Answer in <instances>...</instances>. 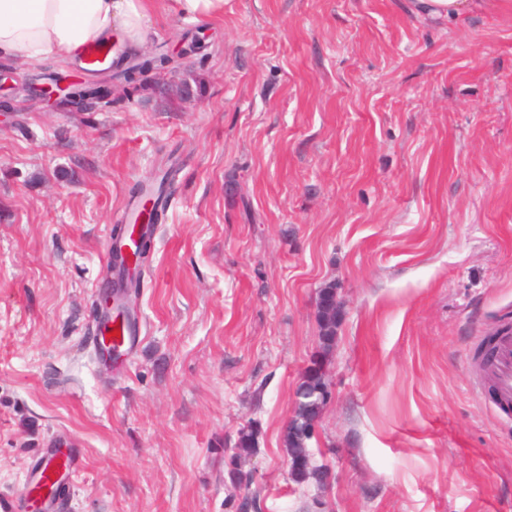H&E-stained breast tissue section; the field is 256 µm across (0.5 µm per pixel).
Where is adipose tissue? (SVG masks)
I'll return each mask as SVG.
<instances>
[{
  "label": "adipose tissue",
  "instance_id": "obj_1",
  "mask_svg": "<svg viewBox=\"0 0 512 512\" xmlns=\"http://www.w3.org/2000/svg\"><path fill=\"white\" fill-rule=\"evenodd\" d=\"M163 8V0H0V61L76 62L89 46L113 42L138 55Z\"/></svg>",
  "mask_w": 512,
  "mask_h": 512
}]
</instances>
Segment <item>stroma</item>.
<instances>
[{
	"mask_svg": "<svg viewBox=\"0 0 512 512\" xmlns=\"http://www.w3.org/2000/svg\"><path fill=\"white\" fill-rule=\"evenodd\" d=\"M187 33L197 54L82 111L0 95V512L54 433L83 455L58 512H512V414L471 367L512 325V0L453 23L224 0L209 23L168 10L149 48ZM168 162L142 334L108 372L105 246ZM322 353L320 487L292 481L284 433ZM332 288H324L321 289L318 297V303H317V309H318V318H319V324H320V332H321V344H322V352L328 351L330 347L334 344L336 340V327L338 325V322H335L334 325H328L323 322L324 320V313L322 312L325 307L329 305H336L337 300V293H336V299L335 295L333 293Z\"/></svg>",
	"mask_w": 512,
	"mask_h": 512,
	"instance_id": "stroma-1",
	"label": "stroma"
}]
</instances>
